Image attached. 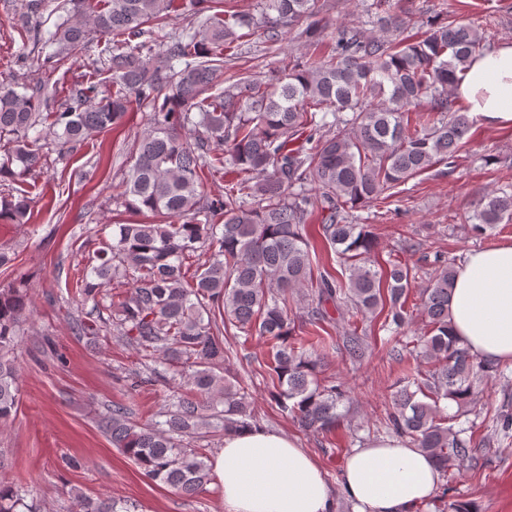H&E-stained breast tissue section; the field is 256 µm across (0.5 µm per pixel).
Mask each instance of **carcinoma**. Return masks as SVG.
Segmentation results:
<instances>
[{
	"label": "carcinoma",
	"mask_w": 512,
	"mask_h": 512,
	"mask_svg": "<svg viewBox=\"0 0 512 512\" xmlns=\"http://www.w3.org/2000/svg\"><path fill=\"white\" fill-rule=\"evenodd\" d=\"M223 10L178 35L165 31L175 0H85L42 31L41 0H28L21 26L33 29L37 56L56 71L93 35L112 37L107 71L112 94L94 101L96 86L70 87L60 110L41 112L57 84H0V178L22 177L43 167L52 146L74 152L119 125L130 98L150 109L148 130L133 141L134 164L120 204L149 220L118 224L95 262L78 275L74 293L94 302L72 317L78 336L116 331L145 360L153 380L187 379L186 393L169 398L165 420L137 423L130 409L101 413L99 430L153 481L183 495L203 492L212 480L206 449L194 445L206 433L252 428L244 388L224 373L220 326L229 325L271 344L265 364L281 412L305 430L333 432L346 394L316 377L319 336L305 346L295 334L289 307L293 291L316 281L301 300L311 306L309 324L329 319L328 304L362 315L388 311L392 324L406 321L405 303L417 270L399 261L383 268L375 244L354 211L393 196V190L435 164L451 163L468 141L472 122L451 93L468 59L486 49L485 36L469 23L423 19L389 0H357L376 18L378 31L338 24L329 28L320 0H258L246 13L235 0H191ZM275 43L285 35L319 42L303 66L288 65L265 80L239 70L224 78L237 43L257 31ZM227 86L219 88L221 81ZM197 132V143L185 138ZM224 146L210 155L209 144ZM220 164L236 181L210 197L204 172ZM29 202L0 199V220L22 223ZM512 221V190L479 199L464 222L477 232ZM334 250L347 276L325 268L313 277L312 241ZM204 262H195L200 255ZM420 291L429 330L421 354L435 370L405 378L393 397L387 426L431 455L443 476L460 473L472 449L454 430L457 406L474 402L473 374L493 367L477 360L448 333V304L455 268L443 263ZM131 284L117 298L100 296L113 280ZM30 315L27 289L0 288V423L15 419L20 401L17 350L20 326ZM353 360L363 357L358 327L342 336ZM0 512H37L11 482L0 480ZM72 512H135L133 504L73 495Z\"/></svg>",
	"instance_id": "cac0c4a2"
}]
</instances>
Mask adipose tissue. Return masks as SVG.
I'll use <instances>...</instances> for the list:
<instances>
[{
	"label": "adipose tissue",
	"mask_w": 512,
	"mask_h": 512,
	"mask_svg": "<svg viewBox=\"0 0 512 512\" xmlns=\"http://www.w3.org/2000/svg\"><path fill=\"white\" fill-rule=\"evenodd\" d=\"M453 95L482 125L512 127V41L470 58ZM449 322L475 357L512 361V243L466 253L455 273ZM211 464L224 512L336 510L321 468L283 434L257 428L225 435ZM440 481L426 452L393 437L355 449L342 471V490L356 512H415Z\"/></svg>",
	"instance_id": "adipose-tissue-1"
}]
</instances>
